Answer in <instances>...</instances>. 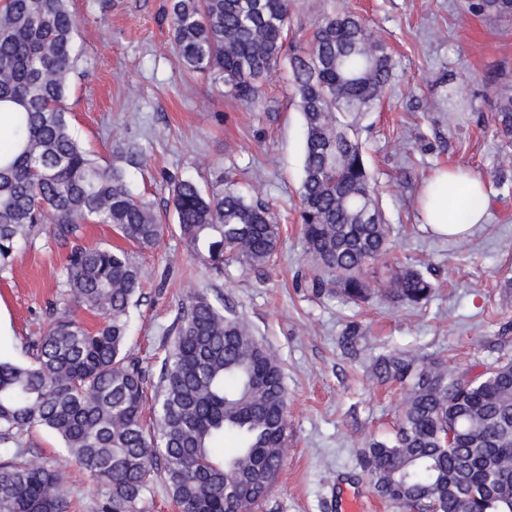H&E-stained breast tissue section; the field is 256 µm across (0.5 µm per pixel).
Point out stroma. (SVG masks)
<instances>
[{"label":"stroma","mask_w":512,"mask_h":512,"mask_svg":"<svg viewBox=\"0 0 512 512\" xmlns=\"http://www.w3.org/2000/svg\"><path fill=\"white\" fill-rule=\"evenodd\" d=\"M472 0H297L292 35H308L321 11L356 9L392 57L381 103L360 121L366 163L380 186L392 253L424 270L436 288L412 307L374 291L365 301L307 288L296 206L304 128L281 68L268 87V108L250 112L225 97L222 83L181 67L170 48L169 0H73L80 60L66 99L75 135L102 161L121 142L138 152L127 171L169 229L154 247L128 246L141 266L142 288L130 309L127 353L156 381L157 356L188 288L204 286L243 315L256 338L280 360L288 392V448L268 497L254 512H343L357 496L366 512H397L380 499L358 465L364 441L393 432L398 384H378L379 354L408 348L459 369L479 372L512 358V145L493 133L494 92L512 86V16L477 14ZM464 166L490 187L485 223L463 238L423 224L418 198L435 170ZM208 188L235 181L259 193L280 224L268 266L225 263L205 269L190 256L169 205L173 182ZM53 225L17 251L0 277V358L28 359L27 347L60 307L57 278L73 247L126 246L107 224H87L59 241ZM358 327V348L343 338ZM28 465L52 463L58 439L35 431L22 438Z\"/></svg>","instance_id":"stroma-1"}]
</instances>
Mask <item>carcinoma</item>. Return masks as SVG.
<instances>
[{
  "label": "carcinoma",
  "mask_w": 512,
  "mask_h": 512,
  "mask_svg": "<svg viewBox=\"0 0 512 512\" xmlns=\"http://www.w3.org/2000/svg\"><path fill=\"white\" fill-rule=\"evenodd\" d=\"M295 0H170L171 47L189 71L224 84L247 110L283 62L305 128L297 219L316 293L360 301L365 273L388 253L391 233L366 166L357 116L385 94L392 61L359 14L325 13L311 37L288 40ZM485 14L512 16V0H476ZM72 0L0 4V110L11 137L0 141V273L40 225L75 237L109 224L128 242L154 246L164 227L135 192L115 146L103 163L71 132L64 105L78 60ZM494 134L512 138V88L495 93ZM176 224L190 255L220 268L228 255L264 267L280 237L269 209L233 185L173 188ZM142 275L122 248L80 247L59 281L66 303L28 345L30 360L0 361V447L18 448L34 430L55 434L67 452L56 465H0V512H67V468L99 486L100 512H141L163 474L180 512H251L272 489L288 447V397L276 354L249 322L191 288L153 386L151 425L143 420L147 381L124 348L130 304ZM435 284L397 265L387 291L419 305ZM100 317L91 330L74 316ZM372 371L403 390L389 438L367 441L362 471L376 494L418 512H512V360L470 378L447 362L409 350L377 356Z\"/></svg>",
  "instance_id": "obj_1"
}]
</instances>
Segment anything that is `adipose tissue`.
<instances>
[{"label": "adipose tissue", "instance_id": "1", "mask_svg": "<svg viewBox=\"0 0 512 512\" xmlns=\"http://www.w3.org/2000/svg\"><path fill=\"white\" fill-rule=\"evenodd\" d=\"M489 187L470 169L458 166L436 170L420 198L422 221L442 236L462 237L483 223Z\"/></svg>", "mask_w": 512, "mask_h": 512}]
</instances>
